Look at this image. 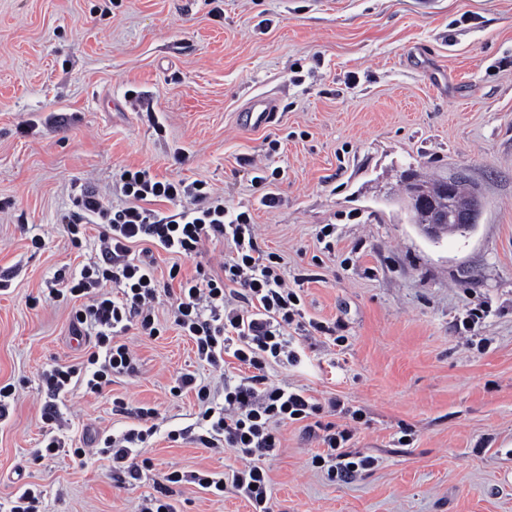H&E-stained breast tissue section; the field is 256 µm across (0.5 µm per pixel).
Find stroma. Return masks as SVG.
<instances>
[{
    "instance_id": "stroma-1",
    "label": "stroma",
    "mask_w": 512,
    "mask_h": 512,
    "mask_svg": "<svg viewBox=\"0 0 512 512\" xmlns=\"http://www.w3.org/2000/svg\"><path fill=\"white\" fill-rule=\"evenodd\" d=\"M256 95L276 99L278 119L242 129L235 115ZM258 165L278 179L253 185ZM124 167L204 181L250 212L285 278L302 281L306 319L343 338L313 336L298 364L267 375L340 400L321 423L352 429L348 452L374 464L331 478L303 423L281 427L268 464L279 512H512V0H0V385L16 387L0 420V512L22 485L45 512H135L165 473L237 465L166 436L199 412L195 393L170 394L178 375L220 384L174 325L172 296L162 336L124 337L138 375L55 401L42 385L94 344L74 343L70 305L48 295L58 269L95 253L72 247L60 219L84 185L121 206ZM410 173L466 180L482 202L474 230L427 239L407 208ZM228 252L159 250L156 274L216 272ZM472 312L485 315L475 327ZM51 404L67 449L39 459ZM144 404L160 416L140 479L72 456L131 428ZM173 503L252 512L229 484L214 496L181 483Z\"/></svg>"
}]
</instances>
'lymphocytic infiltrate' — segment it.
I'll return each instance as SVG.
<instances>
[{
    "label": "lymphocytic infiltrate",
    "mask_w": 512,
    "mask_h": 512,
    "mask_svg": "<svg viewBox=\"0 0 512 512\" xmlns=\"http://www.w3.org/2000/svg\"><path fill=\"white\" fill-rule=\"evenodd\" d=\"M119 184L126 199L123 206L107 205L94 188L87 187L74 197L73 208L64 218L76 248L86 241L88 225L102 227L99 257L81 268L57 271L51 291L53 298L71 303L74 329L92 330L95 343L80 362L60 363L43 372L48 391L56 397L64 395L78 381L88 392L102 393L113 377L139 370L123 335L134 328L150 338L160 336L156 301L162 285L152 259L134 255L136 245L146 243L192 258L206 242L220 241L230 248L220 272L200 269L195 276L185 277L177 265L168 271L169 280L178 285L174 323L193 340L199 360L220 372L231 357L245 370L238 382L224 380L220 403L195 374L175 378L176 389L195 392L203 406L200 444L215 451H234L240 465L232 471V482L254 512H275L266 461L279 446V428L287 423L302 421L308 434H320L325 450L312 463L326 469L328 476L347 479L369 467L370 458L346 452L350 430L330 423L318 428L310 422L322 406L338 407L337 399L319 403L305 390L272 384L266 374L271 364L298 362L291 329L299 325L303 310L296 289L288 286L283 275L281 255L261 246L250 213L225 205L223 196L210 191L205 182L188 185L161 179L146 167L129 170ZM157 417L156 408L141 409L139 418L145 428L132 427L100 440V453L130 479L141 477L137 458L141 445L157 431L153 424ZM184 481L214 494L224 490L223 478L214 473L186 475L174 470L164 474L157 495L144 498L137 512H175L170 487Z\"/></svg>",
    "instance_id": "lymphocytic-infiltrate-1"
}]
</instances>
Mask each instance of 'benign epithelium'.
Returning <instances> with one entry per match:
<instances>
[{
	"mask_svg": "<svg viewBox=\"0 0 512 512\" xmlns=\"http://www.w3.org/2000/svg\"><path fill=\"white\" fill-rule=\"evenodd\" d=\"M408 208L414 214L419 229L432 241L447 233H466L475 227V215L481 210L477 195L461 201L454 186L446 184L438 196L426 192L419 183L408 185Z\"/></svg>",
	"mask_w": 512,
	"mask_h": 512,
	"instance_id": "7a95c632",
	"label": "benign epithelium"
}]
</instances>
